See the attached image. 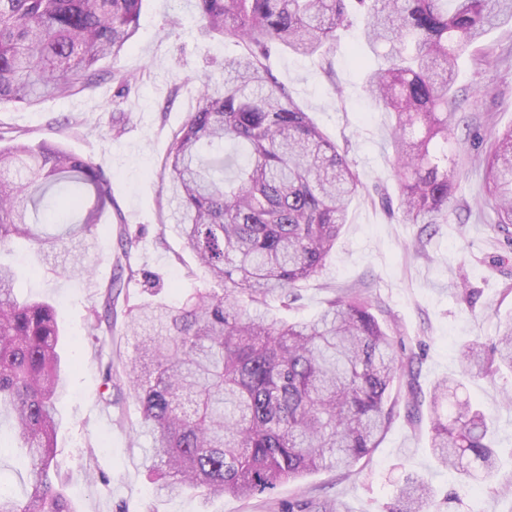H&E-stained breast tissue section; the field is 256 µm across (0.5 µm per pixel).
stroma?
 Wrapping results in <instances>:
<instances>
[{"instance_id":"35a3bbf8","label":"stroma","mask_w":512,"mask_h":512,"mask_svg":"<svg viewBox=\"0 0 512 512\" xmlns=\"http://www.w3.org/2000/svg\"><path fill=\"white\" fill-rule=\"evenodd\" d=\"M360 27L341 32L332 70L319 61L280 52L270 61L276 81L325 135L347 148L364 184L349 221L319 277L297 289L299 299L283 318L308 319L347 288L369 285L384 312L396 351L415 355L421 397L440 379L459 378L458 350L474 337H493L512 318V245L491 227L484 202L483 167L474 138L490 140L512 126V25L495 30L483 50L459 61L457 86L485 91L477 112L455 121L457 145L448 164L455 184L448 221L433 232L400 220L396 159L389 144L393 117L367 97L353 56ZM243 51L233 39L206 37L194 0H144L137 33L111 64L127 84L104 76L92 91L44 100L38 107L0 106V132H23L31 141L53 137L101 168L111 181L112 206L98 230L97 246L83 274L57 276L41 266L32 245L17 241L0 251V262L21 267V296L56 302L65 333L62 353L70 365L68 392L58 408L64 424L57 435L53 473L77 512H303L308 501L337 503V512H397L406 475L426 478L435 493L432 512H512V408L502 392L512 374L467 382L472 402L496 420L494 448L500 469L469 496L453 499V470L434 461L428 406L417 422L397 415L370 460L350 472L322 470L249 499L227 495L202 503L190 491L160 492L145 457L152 444L141 433L134 394L116 405L100 399L104 375H122L132 354L123 312L159 296L181 300L206 287L192 275L194 259L171 212H159L166 195L161 177L172 133L200 101L203 80L223 78L224 63ZM136 245L122 255L120 231ZM133 270L117 290L111 321L89 330L92 309L102 306L117 264ZM0 483L24 496V453L9 421L0 422Z\"/></svg>"}]
</instances>
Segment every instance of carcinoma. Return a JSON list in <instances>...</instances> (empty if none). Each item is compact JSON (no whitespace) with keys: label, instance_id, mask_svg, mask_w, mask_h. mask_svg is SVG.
<instances>
[{"label":"carcinoma","instance_id":"carcinoma-1","mask_svg":"<svg viewBox=\"0 0 512 512\" xmlns=\"http://www.w3.org/2000/svg\"><path fill=\"white\" fill-rule=\"evenodd\" d=\"M143 0H0V105L25 108L90 90L138 29ZM207 36L237 40L224 81H202L200 103L171 137L161 174L167 203L203 276L179 306L152 300L126 310L134 355L127 376L152 436L149 471L171 490L208 500L249 498L326 468L371 456L396 416L388 402L406 380L418 415L413 358L394 355L379 306L350 291L307 321L286 322L299 284L317 277L362 183L331 142L270 74L287 49L329 62L336 32L363 17L355 56L381 52L364 89L392 113L399 212L405 224L448 220L454 184L448 131L481 95L455 88L459 59L512 22V0H194ZM494 226L512 232V127L494 134L484 159ZM112 206L104 172L65 145L18 135L0 146V248L24 238L60 274L83 269ZM63 224L48 235L40 224ZM17 272L0 264V418L14 420L27 451L26 497L0 491V512H76L48 476L67 388L55 306L21 298ZM485 344L459 349L461 375L494 379L512 370V321ZM460 381L430 396V444L456 471V495L498 470L487 416L460 396ZM397 512H431L432 488L408 477Z\"/></svg>","mask_w":512,"mask_h":512}]
</instances>
